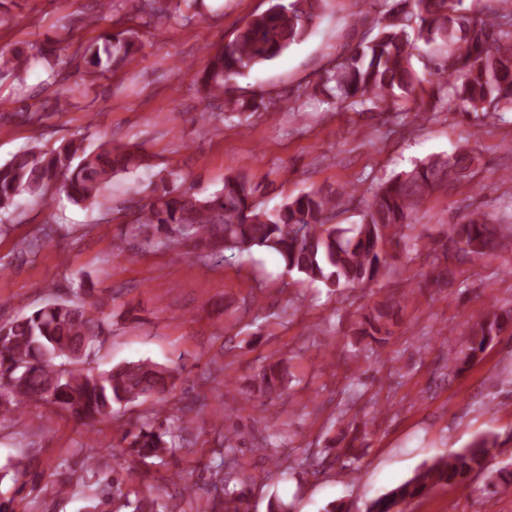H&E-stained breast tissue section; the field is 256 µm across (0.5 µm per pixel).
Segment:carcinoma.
Returning a JSON list of instances; mask_svg holds the SVG:
<instances>
[{"mask_svg":"<svg viewBox=\"0 0 512 512\" xmlns=\"http://www.w3.org/2000/svg\"><path fill=\"white\" fill-rule=\"evenodd\" d=\"M327 0H272L254 15L227 44L207 53L199 81L208 98L224 96L225 84L259 65L278 58L311 35ZM385 23L372 36L336 57L319 75L313 91L325 95L333 108L354 112L388 111L401 105L417 110L425 120L428 102L458 104L467 115L484 118L512 111V6L506 0H372ZM442 43L448 54L434 64L435 79L422 85L413 66L419 44ZM142 49V43L124 32L104 36L103 43L86 46L88 63L120 65ZM30 56L23 50H0V72H21ZM143 165V157L129 148L102 146L86 152L73 139L51 150L31 145L0 165V213L15 212L29 197L49 204L48 191L66 195L90 207L107 204L105 191L112 180ZM478 165L473 150L436 155L415 164L386 182L373 195L362 221L351 227L333 223L354 193L311 190L270 210L255 203L260 185L244 174L227 176L221 189L200 201L193 187L176 186L173 172L160 179L139 211L136 223L154 229L143 246H192L217 262L224 253L261 250L277 255L288 271L310 282L332 288H355L375 280L389 265L384 244L399 245L409 219L421 202L440 186L455 188L473 179ZM512 244V215L495 216L473 211L462 224H452L439 238L422 243L434 253L437 277L453 274L452 265L472 255L490 257ZM108 297L82 287L74 298L43 304L28 315L0 324V418L32 404L50 406L83 421L116 417L119 408L140 400L166 401L176 376L167 366L140 360L96 372L90 368L96 344L110 326L105 308ZM399 306L394 297L365 308L352 323L354 334L382 343L392 334ZM512 315L486 313L465 322V365L485 351L507 327ZM288 388L279 365L261 367L253 390L269 404ZM219 448L212 451V479L205 488L200 512H250L248 478L243 476L237 432L219 433ZM177 426L150 418L122 440L141 459L158 458L176 450ZM263 438L271 466L280 468L277 440ZM498 435L474 439L411 479L371 502L366 512H403L402 505L438 484L467 487L483 474L490 487L512 486V464L491 467ZM76 471L56 473L52 482L58 497L86 496L85 512H159L156 500L138 491L123 492L126 478L114 469L100 472L94 484L74 480Z\"/></svg>","mask_w":512,"mask_h":512,"instance_id":"1","label":"carcinoma"}]
</instances>
